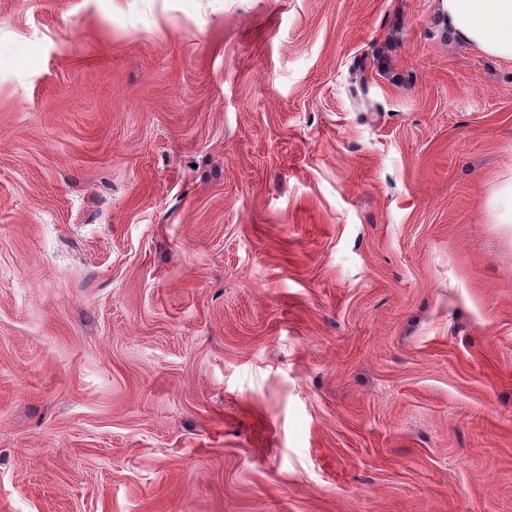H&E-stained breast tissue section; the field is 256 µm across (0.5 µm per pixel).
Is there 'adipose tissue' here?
Wrapping results in <instances>:
<instances>
[{
  "label": "adipose tissue",
  "instance_id": "1",
  "mask_svg": "<svg viewBox=\"0 0 512 512\" xmlns=\"http://www.w3.org/2000/svg\"><path fill=\"white\" fill-rule=\"evenodd\" d=\"M439 20L460 43L512 60V0H439Z\"/></svg>",
  "mask_w": 512,
  "mask_h": 512
}]
</instances>
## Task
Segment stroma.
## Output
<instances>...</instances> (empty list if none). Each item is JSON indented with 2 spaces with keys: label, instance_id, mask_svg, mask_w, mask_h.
Masks as SVG:
<instances>
[{
  "label": "stroma",
  "instance_id": "obj_1",
  "mask_svg": "<svg viewBox=\"0 0 512 512\" xmlns=\"http://www.w3.org/2000/svg\"><path fill=\"white\" fill-rule=\"evenodd\" d=\"M0 512H512V61L0 0Z\"/></svg>",
  "mask_w": 512,
  "mask_h": 512
}]
</instances>
